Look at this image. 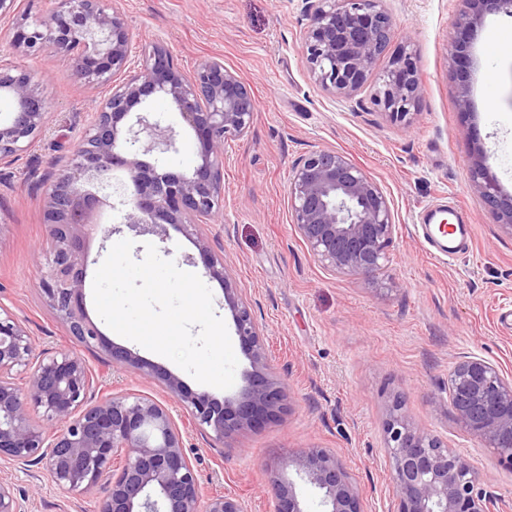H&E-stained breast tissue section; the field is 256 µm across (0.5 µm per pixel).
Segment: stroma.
Segmentation results:
<instances>
[{
  "label": "stroma",
  "instance_id": "1",
  "mask_svg": "<svg viewBox=\"0 0 512 512\" xmlns=\"http://www.w3.org/2000/svg\"><path fill=\"white\" fill-rule=\"evenodd\" d=\"M132 40L130 63L145 48L167 43L175 64L194 70L223 58L252 89L258 108L248 133L224 145V221L207 226L216 254L253 306L271 365L291 392L287 411L265 424L219 441L191 432L188 454L203 495L249 500L269 512L262 492L289 454L303 448L335 453L362 498L365 512H385L395 487L383 450L386 406L400 396L416 424L471 460L481 486L512 512V465L483 447L456 422L448 400V371L476 355L512 374V332L497 322L512 305V238L503 235L468 181L473 141H480L500 185L512 193V16L486 15L470 34V108L457 105L459 85L448 58L455 0H386L398 29L387 67L410 46L421 74L411 123L379 114L375 86L366 82L349 102L323 92L310 76L301 38L308 24L302 0H114ZM42 77L49 122L12 163L0 165V302L24 322L39 352L78 348L45 303L40 282L48 267L34 261L46 250L44 195L62 157L87 128L90 89L49 54L19 58ZM180 133L176 171L193 167V133L168 102H151ZM321 148L343 153L387 194L397 230L388 249V274L399 290L379 294L365 278L324 270L296 237L288 173L302 155ZM454 208L468 228L469 250L445 256L432 248L423 206ZM132 240L142 260L146 244L184 271L204 275L192 240L174 227L165 236L113 233ZM83 356L105 395L169 396L154 382L113 365L101 351ZM25 512H93L91 493L60 490L44 470L26 476L0 460Z\"/></svg>",
  "mask_w": 512,
  "mask_h": 512
}]
</instances>
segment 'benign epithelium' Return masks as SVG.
<instances>
[{"label":"benign epithelium","instance_id":"1","mask_svg":"<svg viewBox=\"0 0 512 512\" xmlns=\"http://www.w3.org/2000/svg\"><path fill=\"white\" fill-rule=\"evenodd\" d=\"M385 0H305L309 24L303 53L314 82L341 101H351L370 76L374 104L391 122L410 120L421 81L415 57L402 48L382 71L377 63L396 36ZM462 4L448 56L468 68L467 41L486 12L512 15V0H457ZM18 0H0V19L18 14ZM20 15V14H18ZM130 32L123 14L107 0H52L46 15L21 14L12 48L22 55L49 52L67 61L71 77L111 93L91 100L89 126L45 198L46 302L83 347H98L112 364L158 383L176 399L188 426L169 405L145 395L103 396L82 354L35 353L14 312L0 303V457L21 469L37 466L70 492H97V512H250L236 496L203 497L197 470L186 453L189 429L224 440L255 428L289 405V393L267 356L264 334L250 304L236 288L224 257L207 245L205 226L223 214L224 143L242 137L257 111L250 88L221 58L192 73L174 64L170 49L151 44L142 62L129 66ZM11 102L0 119V163L25 150L46 128L48 106L40 81L26 68L0 59V99ZM172 105L197 140L196 165L169 168L167 155L180 140L149 103ZM472 186L512 238V195L503 191L478 149L470 164ZM291 224L313 257L329 272L362 276L379 291L398 289L387 268L396 233L391 202L378 182L345 155L317 149L301 156L288 176ZM119 223L142 231L171 225L196 237L199 257L224 292L250 370L238 393L219 400L187 390L174 373L111 343L89 318L85 288L89 263L84 231L103 208ZM29 373L25 385L15 374ZM449 403L460 427L512 464V375L481 358L456 362L448 374ZM41 413L36 425L31 412ZM386 459L395 500L386 512H491L476 468L440 437L419 427L400 397L383 421ZM288 475L271 480L272 512H305L301 484L316 489L323 512H363L358 489L336 455L306 448L288 457ZM0 512H22L11 483L0 480Z\"/></svg>","mask_w":512,"mask_h":512}]
</instances>
